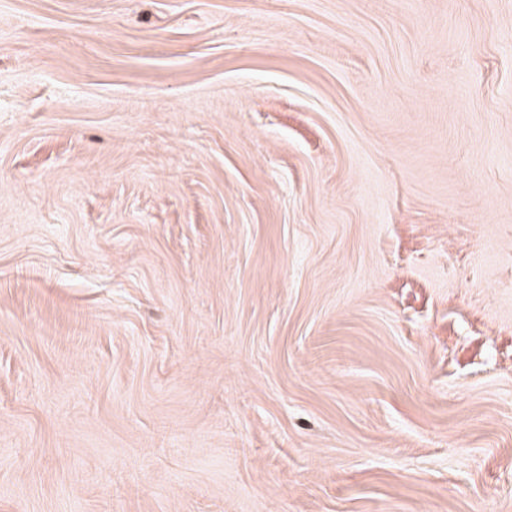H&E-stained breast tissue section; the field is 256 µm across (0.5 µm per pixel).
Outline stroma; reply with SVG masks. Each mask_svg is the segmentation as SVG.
Masks as SVG:
<instances>
[{"label": "stroma", "instance_id": "1", "mask_svg": "<svg viewBox=\"0 0 512 512\" xmlns=\"http://www.w3.org/2000/svg\"><path fill=\"white\" fill-rule=\"evenodd\" d=\"M0 512H512V0H0Z\"/></svg>", "mask_w": 512, "mask_h": 512}]
</instances>
